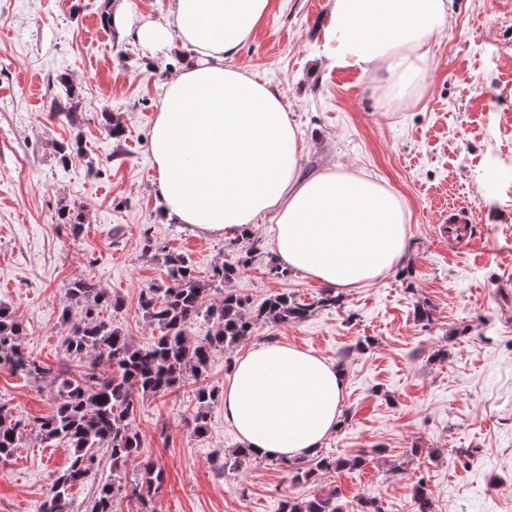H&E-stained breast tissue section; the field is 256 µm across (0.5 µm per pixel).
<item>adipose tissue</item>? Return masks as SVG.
Listing matches in <instances>:
<instances>
[{"instance_id":"ef3b65f1","label":"adipose tissue","mask_w":512,"mask_h":512,"mask_svg":"<svg viewBox=\"0 0 512 512\" xmlns=\"http://www.w3.org/2000/svg\"><path fill=\"white\" fill-rule=\"evenodd\" d=\"M271 0H173L166 22L119 34L151 49L188 48L157 109L150 142L166 220L232 237L261 214L275 218L278 260L330 288L366 286L407 250L406 205L390 189L326 169L302 174L301 147L281 94L230 59ZM447 0H332L319 27L329 67L385 73L399 93L428 75L427 45ZM342 371L287 343L236 357L224 384V418L260 457L301 458L335 430Z\"/></svg>"}]
</instances>
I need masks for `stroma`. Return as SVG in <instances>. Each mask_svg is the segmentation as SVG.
Instances as JSON below:
<instances>
[{
    "label": "stroma",
    "mask_w": 512,
    "mask_h": 512,
    "mask_svg": "<svg viewBox=\"0 0 512 512\" xmlns=\"http://www.w3.org/2000/svg\"><path fill=\"white\" fill-rule=\"evenodd\" d=\"M108 0H0V307L27 328L23 348L56 368L62 307L72 282L96 280L120 302L103 311L130 339L154 331L139 307L161 283V257L185 255L212 279L231 239L166 222L154 190L150 132L180 53L147 50L102 23ZM331 0H272L236 63L282 92L303 145L302 170L364 175L405 202L403 262L375 283L344 290L342 304L301 322L259 325L237 350L215 351L206 382L223 386L227 364L257 343L286 342L345 374L341 423L323 452L368 455L361 470L324 476L345 512L376 498L384 512H415L411 487L425 481L431 512H512V0H447L445 28L429 46L430 76L413 104L393 100L372 76L329 68L316 33ZM67 77L80 107H50ZM124 135L113 140L109 121ZM81 148L61 166L59 144ZM473 209L472 253L461 255L440 218ZM80 214L72 233L60 211ZM272 214L249 232L260 250L230 289L259 302L289 293L310 302L321 282L276 278ZM429 319L417 318V307ZM53 391L0 368V400L28 418L49 412ZM194 383L144 398L133 421L144 455L162 469L157 512H280L312 494L265 457L235 470L224 461L239 439L211 411L202 438L187 426ZM70 450L26 437L0 460V512H39Z\"/></svg>",
    "instance_id": "35a3bbf8"
}]
</instances>
